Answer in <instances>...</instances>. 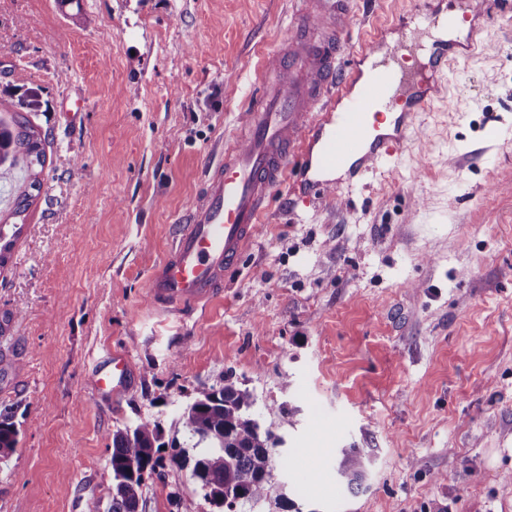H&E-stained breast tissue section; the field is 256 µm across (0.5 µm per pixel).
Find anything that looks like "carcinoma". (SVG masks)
<instances>
[{
	"instance_id": "obj_1",
	"label": "carcinoma",
	"mask_w": 512,
	"mask_h": 512,
	"mask_svg": "<svg viewBox=\"0 0 512 512\" xmlns=\"http://www.w3.org/2000/svg\"><path fill=\"white\" fill-rule=\"evenodd\" d=\"M20 103L0 95V176L22 164L28 185L15 197L13 214L25 213L33 204L32 191H40L46 154L41 135L28 117L17 111ZM22 227L5 229L0 224V268H4ZM251 394L233 384L202 389L185 409L181 423L189 444L175 449L169 464L191 468V475L204 498L218 512H225L224 499L236 508L268 497L273 479L271 434L260 430L250 417ZM19 430L12 416L0 411V460L17 449ZM160 424L144 418L133 427L112 432L110 466L114 484L110 512H139L143 473L164 467ZM370 460L368 448H342L337 474L350 490L362 486Z\"/></svg>"
}]
</instances>
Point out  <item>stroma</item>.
I'll return each mask as SVG.
<instances>
[{"mask_svg": "<svg viewBox=\"0 0 512 512\" xmlns=\"http://www.w3.org/2000/svg\"><path fill=\"white\" fill-rule=\"evenodd\" d=\"M302 7L0 0V93L36 95L28 117L48 134L0 271V411L20 429L0 512H109L113 431L150 417L165 446L185 444V407L227 383L282 440L270 497L245 512H280V494L300 512H512V19L475 22L392 170L341 205L279 192L222 300L184 316L146 298ZM350 9L346 42L396 17L405 54L417 0ZM122 353L128 389L100 394L94 371ZM353 446L372 451L356 494L336 478ZM142 501L212 512L172 465Z\"/></svg>", "mask_w": 512, "mask_h": 512, "instance_id": "35a3bbf8", "label": "stroma"}]
</instances>
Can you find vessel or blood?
Listing matches in <instances>:
<instances>
[{
  "label": "vessel or blood",
  "mask_w": 512,
  "mask_h": 512,
  "mask_svg": "<svg viewBox=\"0 0 512 512\" xmlns=\"http://www.w3.org/2000/svg\"><path fill=\"white\" fill-rule=\"evenodd\" d=\"M314 2L315 10H302L297 25L317 27L320 39L293 41L267 57L263 69L278 73L279 88L271 93L257 85L244 118L248 136L225 146L223 164L181 217L176 245L147 283L154 307L182 312L218 298L223 278L235 270L282 187L322 200L398 157L449 59L468 51L449 32L482 14L484 0H468L459 16L419 9L421 26L438 35L413 68L389 53L384 29L356 44L342 41L347 0ZM131 372V361L115 355L109 369L97 372L95 386L120 394Z\"/></svg>",
  "instance_id": "vessel-or-blood-1"
}]
</instances>
